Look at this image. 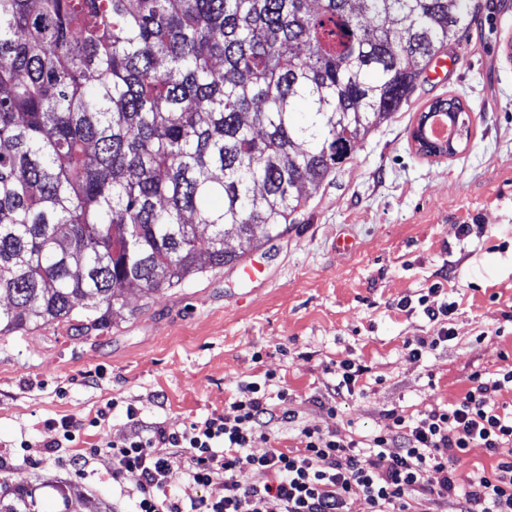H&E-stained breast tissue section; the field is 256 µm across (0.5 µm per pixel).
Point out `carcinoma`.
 Wrapping results in <instances>:
<instances>
[{
	"mask_svg": "<svg viewBox=\"0 0 512 512\" xmlns=\"http://www.w3.org/2000/svg\"><path fill=\"white\" fill-rule=\"evenodd\" d=\"M477 0H0V335L279 236ZM470 138L474 109L439 98ZM29 493L0 512H36Z\"/></svg>",
	"mask_w": 512,
	"mask_h": 512,
	"instance_id": "cac0c4a2",
	"label": "carcinoma"
}]
</instances>
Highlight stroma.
Segmentation results:
<instances>
[{"label":"stroma","instance_id":"35a3bbf8","mask_svg":"<svg viewBox=\"0 0 512 512\" xmlns=\"http://www.w3.org/2000/svg\"><path fill=\"white\" fill-rule=\"evenodd\" d=\"M450 53L448 78L422 83L358 141L286 233L257 249L231 241L244 257H262L263 278L208 268L154 295L125 293L93 328L80 307L71 321L0 336V493L31 491L39 512H63L74 494L90 512H134V486L113 480L111 460L74 467L72 452L122 440L136 420L179 430L231 414L238 384L268 372V397L287 390L300 422L365 436L391 410L446 406L470 374L503 367L512 357V0H480ZM451 95L477 111L470 139L451 156L419 153L420 113ZM467 224L485 231L464 232ZM341 236L351 251L337 250ZM437 282L456 305L445 324L453 338L417 358L407 341L443 325L417 303ZM404 299L411 308L400 309ZM346 359L369 372L333 417L321 402ZM111 400L109 418L91 426ZM64 417L85 422V434L75 449L42 454L56 436L51 421ZM24 441L40 451L37 462H23Z\"/></svg>","mask_w":512,"mask_h":512}]
</instances>
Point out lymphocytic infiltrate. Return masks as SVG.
Masks as SVG:
<instances>
[{
    "mask_svg": "<svg viewBox=\"0 0 512 512\" xmlns=\"http://www.w3.org/2000/svg\"><path fill=\"white\" fill-rule=\"evenodd\" d=\"M455 403L405 415L390 411L389 422L366 439L334 429L297 425L278 392L270 404L256 381L240 386L232 415L210 414L173 432L154 426L121 441H105L112 478L132 481L139 494L136 512H348L363 498L370 512H423V503L451 506L452 512H512V460L491 471H474L459 482L456 471L473 445L496 453L512 444V411L490 405L489 395L512 386V367L485 375L473 372ZM298 428L301 446L253 451L271 422ZM181 449L191 494L166 491ZM223 480L219 498L200 489Z\"/></svg>",
    "mask_w": 512,
    "mask_h": 512,
    "instance_id": "lymphocytic-infiltrate-1",
    "label": "lymphocytic infiltrate"
}]
</instances>
